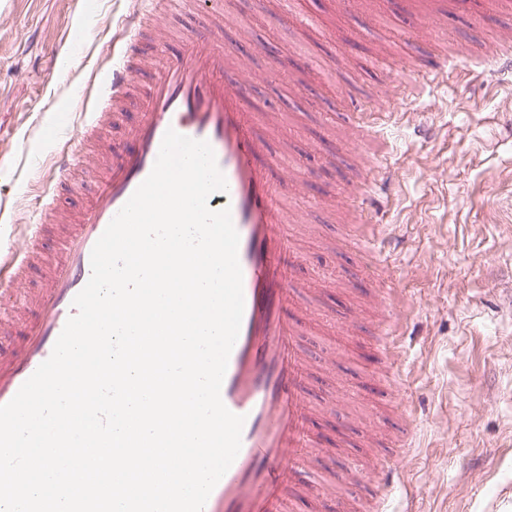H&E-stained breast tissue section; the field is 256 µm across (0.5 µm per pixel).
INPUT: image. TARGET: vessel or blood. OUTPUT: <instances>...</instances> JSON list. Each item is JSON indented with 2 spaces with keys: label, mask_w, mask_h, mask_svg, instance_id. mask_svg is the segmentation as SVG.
Here are the masks:
<instances>
[{
  "label": "vessel or blood",
  "mask_w": 512,
  "mask_h": 512,
  "mask_svg": "<svg viewBox=\"0 0 512 512\" xmlns=\"http://www.w3.org/2000/svg\"><path fill=\"white\" fill-rule=\"evenodd\" d=\"M145 6L124 21L123 41L111 65L96 82L100 103L95 111L64 106L57 129L80 136L116 122H127L124 140L105 155L84 145L60 151L56 169L67 179L72 169L93 170L95 191L77 210L62 241L61 255L32 293L22 324L0 323V335L13 346L0 350V405L52 353L69 317L73 300L91 274L92 249L104 230L150 174L167 130L207 141L223 173L227 190L213 194L211 209L229 208L239 234L244 313L221 387L224 405L244 416L241 448L210 493L203 512H282L288 491L307 500L309 512H321L329 480L365 481V473L336 471L323 452L311 421L317 412L307 398L305 374L325 373L327 360H311L302 340L303 321L319 303L311 280L299 278V254L286 226L288 187L293 168L287 151L273 150L269 133L274 115L257 111L249 84L233 72L234 58L224 44L223 0H144ZM192 12L198 24L173 33L154 28L144 37L145 17L163 18ZM145 76L135 87L136 76ZM57 200L43 207L35 224L14 225L6 252H0V306L12 297L25 274L36 265L34 243L51 234ZM382 325L402 320L405 308L393 289L371 292ZM411 429L407 412L393 409L361 440V447H390L394 433Z\"/></svg>",
  "instance_id": "1"
}]
</instances>
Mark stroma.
Here are the masks:
<instances>
[{
    "instance_id": "stroma-1",
    "label": "stroma",
    "mask_w": 512,
    "mask_h": 512,
    "mask_svg": "<svg viewBox=\"0 0 512 512\" xmlns=\"http://www.w3.org/2000/svg\"><path fill=\"white\" fill-rule=\"evenodd\" d=\"M248 26L252 48L240 72L250 77L257 111L280 114L273 146L289 143L300 177L289 204L319 235L301 243L300 276L343 267L353 289L324 284L329 315L307 324L316 357L339 355L334 434L372 427L379 412L368 383L391 375L398 403L414 420L403 470L381 512H501L512 504V70L485 68L512 15L479 0L483 25L439 0H365L364 15L337 13L334 0H294L309 29L283 26V0H228ZM0 0V202L15 223L32 220L54 189L57 151L75 132L43 144L55 107L80 103L93 74L120 42L132 0ZM388 52L380 71L370 61ZM471 47L473 60L429 84L432 56ZM355 103L365 117L349 140L332 112ZM393 179L367 202L387 242L356 252L358 185L348 175L362 158ZM408 308L397 355L375 358L380 313L368 291L378 279ZM350 314L356 331L338 327Z\"/></svg>"
}]
</instances>
